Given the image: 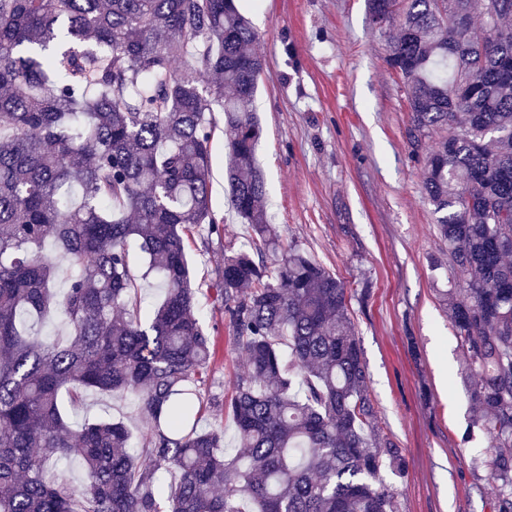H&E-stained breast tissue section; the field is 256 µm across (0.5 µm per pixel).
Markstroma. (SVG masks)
Returning <instances> with one entry per match:
<instances>
[{"label": "stroma", "instance_id": "1", "mask_svg": "<svg viewBox=\"0 0 512 512\" xmlns=\"http://www.w3.org/2000/svg\"><path fill=\"white\" fill-rule=\"evenodd\" d=\"M251 22L267 67L255 110L257 159L279 248L308 252L349 288L350 311L383 435L407 471H382L397 512H493L496 485L480 463L487 445L469 433L473 404L462 382L463 351L443 290L458 278L424 199L422 162L408 141L405 84L386 62L395 27L375 23L367 0H234ZM223 128L211 141V211L223 237L188 232L197 315L217 342L200 389V425L224 431L213 396H230L247 367L215 286L224 255L247 248L252 231L234 211L225 177ZM72 425L110 417L144 425L135 399L88 392Z\"/></svg>", "mask_w": 512, "mask_h": 512}]
</instances>
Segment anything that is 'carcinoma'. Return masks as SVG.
<instances>
[{"label":"carcinoma","instance_id":"carcinoma-1","mask_svg":"<svg viewBox=\"0 0 512 512\" xmlns=\"http://www.w3.org/2000/svg\"><path fill=\"white\" fill-rule=\"evenodd\" d=\"M368 6L397 25L387 63L404 78L414 152L442 132L422 190L463 276L448 311L495 512H512V0ZM255 40L233 0H0V512H396L380 473L406 460L378 427L346 284L295 247L272 269L251 255L278 242L256 159ZM177 59L191 67L174 71ZM216 106L231 203L254 233L224 255L216 288L247 360L214 403L237 432L231 458L221 430L199 428L216 347L184 239L220 232ZM152 273L163 298L144 314ZM53 312L69 337L46 342L35 325ZM93 389L136 397L146 432L72 429L61 393L77 405ZM63 458L83 484L48 476Z\"/></svg>","mask_w":512,"mask_h":512}]
</instances>
